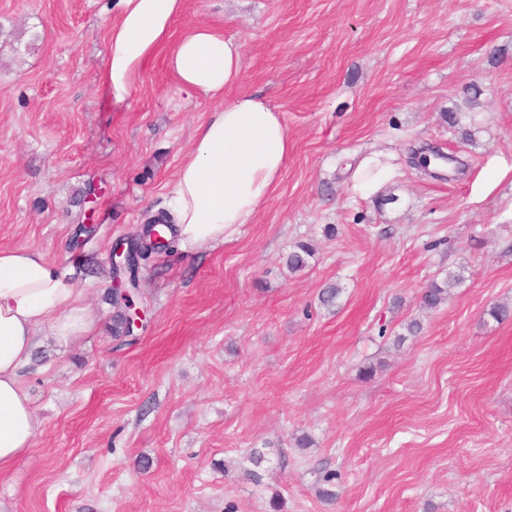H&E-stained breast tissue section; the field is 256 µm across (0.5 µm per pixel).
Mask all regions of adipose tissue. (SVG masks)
<instances>
[{
	"label": "adipose tissue",
	"mask_w": 512,
	"mask_h": 512,
	"mask_svg": "<svg viewBox=\"0 0 512 512\" xmlns=\"http://www.w3.org/2000/svg\"><path fill=\"white\" fill-rule=\"evenodd\" d=\"M117 7L104 72L113 97L123 99L160 52L185 100L214 105L195 127L192 148L169 191L166 210L178 241L199 249L231 241L282 178L292 148L283 115L258 95L225 101V88L241 76L240 47L205 24L173 36L184 0H118ZM395 176L389 156L372 154L359 164L351 190L370 196ZM93 326L65 269L28 248L0 249V474L36 437L19 372L29 363L38 334L67 344L89 335Z\"/></svg>",
	"instance_id": "adipose-tissue-1"
}]
</instances>
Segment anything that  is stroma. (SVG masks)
Segmentation results:
<instances>
[{
  "mask_svg": "<svg viewBox=\"0 0 512 512\" xmlns=\"http://www.w3.org/2000/svg\"><path fill=\"white\" fill-rule=\"evenodd\" d=\"M116 13L0 0V249L62 262L95 322L41 337L22 369L37 434L0 512H512V318L492 315L512 306V0H185L173 35L236 41L225 99L265 98L292 150L234 241L149 259L130 343L112 335V245L163 208L211 106L159 56L115 100ZM466 108L469 141L446 119ZM420 147L465 175H425ZM380 151L397 177L354 194ZM301 242L315 254L293 274Z\"/></svg>",
  "mask_w": 512,
  "mask_h": 512,
  "instance_id": "stroma-1",
  "label": "stroma"
}]
</instances>
